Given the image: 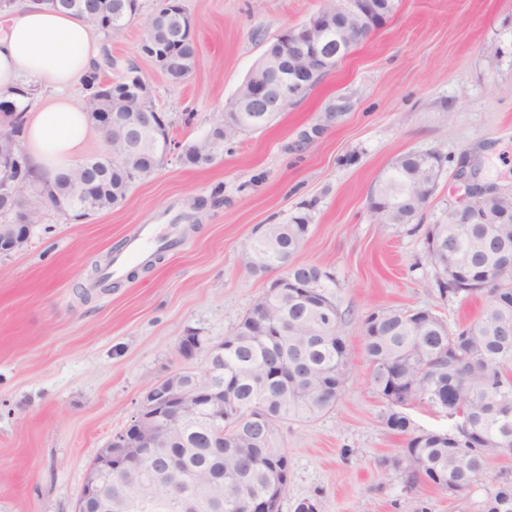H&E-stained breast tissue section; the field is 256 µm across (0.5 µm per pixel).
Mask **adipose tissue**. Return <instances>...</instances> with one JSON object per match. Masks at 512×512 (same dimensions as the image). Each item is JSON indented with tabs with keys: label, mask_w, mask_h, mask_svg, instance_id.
Wrapping results in <instances>:
<instances>
[{
	"label": "adipose tissue",
	"mask_w": 512,
	"mask_h": 512,
	"mask_svg": "<svg viewBox=\"0 0 512 512\" xmlns=\"http://www.w3.org/2000/svg\"><path fill=\"white\" fill-rule=\"evenodd\" d=\"M101 64V35L87 19L51 9L44 0H22L6 9L0 99L26 113L24 147L37 176L54 178L78 161L89 122L71 90ZM30 88L40 105L26 97Z\"/></svg>",
	"instance_id": "1"
}]
</instances>
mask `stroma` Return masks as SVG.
I'll list each match as a JSON object with an SVG mask.
<instances>
[{
    "mask_svg": "<svg viewBox=\"0 0 512 512\" xmlns=\"http://www.w3.org/2000/svg\"><path fill=\"white\" fill-rule=\"evenodd\" d=\"M182 2L200 49L195 72L175 84L140 61L172 124L164 161L120 204L85 219L45 210L24 247L0 255V512H74L91 464L148 390L176 372L204 374L206 351L183 358L182 337L223 342L274 280L242 262L261 226L299 214L311 232L294 260L332 274L351 366L331 412L287 421L275 435L290 465L280 512L303 498L317 512H410L417 499L429 512H479L512 457L492 460L485 485L456 498L430 485L406 490L384 466L404 437L381 423L363 320L421 307L454 328L479 314L482 299L439 296L423 229L465 197L455 176L462 157L482 183L512 190V0H400L303 99L225 142L205 166L186 162L183 147L208 133L267 45L322 0ZM138 3L131 24L104 38L107 56H136L156 0ZM410 151L441 159L416 231L377 223L368 204L377 177ZM141 224L176 225L180 248L98 287Z\"/></svg>",
    "mask_w": 512,
    "mask_h": 512,
    "instance_id": "stroma-1",
    "label": "stroma"
}]
</instances>
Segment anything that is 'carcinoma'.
<instances>
[{
  "mask_svg": "<svg viewBox=\"0 0 512 512\" xmlns=\"http://www.w3.org/2000/svg\"><path fill=\"white\" fill-rule=\"evenodd\" d=\"M112 10V28L119 33L137 13V0H102ZM190 14L163 15L151 20L170 41L180 39ZM100 74L87 84L89 112L102 109L98 100ZM274 112H222L209 133L193 142L197 164L213 162L224 141L262 128ZM22 113L10 130L0 133V150L10 143L22 147ZM172 139L169 128L157 132L117 127L112 130L114 161L100 159L104 173L96 192L82 194L79 186L62 185L59 196L65 211L96 212L125 198L131 182L152 173L131 154L152 151L164 158ZM430 154L408 152L384 171L370 191L384 211V224H410L426 206L434 188H422ZM15 187L31 184L28 160L17 152L11 158ZM512 211V193L499 192L498 204L487 209L489 223L430 224L425 232L426 259L437 270L440 296L466 300L487 295L478 317L455 329L428 308L383 309L364 318L363 353L370 381L386 400L381 423L405 435L400 455L417 468L399 472L404 487L421 483L455 496L481 484L490 460L512 456V223L497 218ZM311 230L307 216L290 224H267L243 255L245 267L264 274L293 259ZM294 287L269 289L253 304L234 332L224 337V349L208 352L205 375L183 378L187 386L224 388V452L206 448V419L186 415L179 434L168 447L178 451L179 463L165 469L152 462L135 463L102 477L112 489V512H246V505L262 504L288 487L287 456L272 440L249 441L244 416L250 423L266 422L271 433L288 419L312 422L335 406L349 377L350 354L341 315L334 302L333 277L314 264H296L286 272ZM426 404L442 410H464L448 432L411 427L405 409ZM480 512H512V478L486 488Z\"/></svg>",
  "mask_w": 512,
  "mask_h": 512,
  "instance_id": "cac0c4a2",
  "label": "carcinoma"
}]
</instances>
